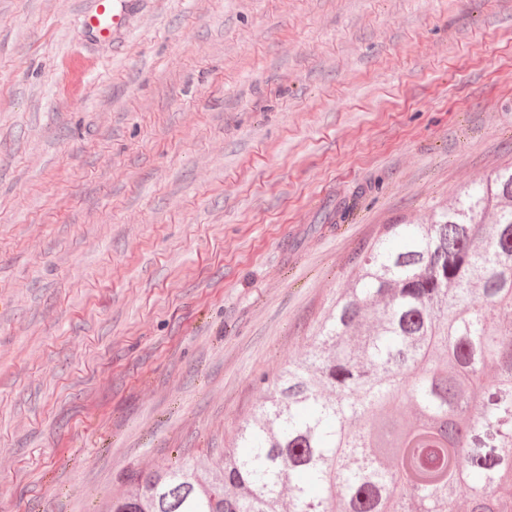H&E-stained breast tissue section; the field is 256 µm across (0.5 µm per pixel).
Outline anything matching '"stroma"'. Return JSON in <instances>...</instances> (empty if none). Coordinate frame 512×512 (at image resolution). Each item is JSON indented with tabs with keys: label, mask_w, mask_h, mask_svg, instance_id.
<instances>
[{
	"label": "stroma",
	"mask_w": 512,
	"mask_h": 512,
	"mask_svg": "<svg viewBox=\"0 0 512 512\" xmlns=\"http://www.w3.org/2000/svg\"><path fill=\"white\" fill-rule=\"evenodd\" d=\"M0 0V512L215 453L381 225L512 164V0ZM130 0H91L81 15V23L92 35L105 38L120 30L126 19Z\"/></svg>",
	"instance_id": "1"
}]
</instances>
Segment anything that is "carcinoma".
<instances>
[{"label": "carcinoma", "mask_w": 512, "mask_h": 512, "mask_svg": "<svg viewBox=\"0 0 512 512\" xmlns=\"http://www.w3.org/2000/svg\"><path fill=\"white\" fill-rule=\"evenodd\" d=\"M352 264L224 451L130 471L108 512H512V166Z\"/></svg>", "instance_id": "1"}]
</instances>
